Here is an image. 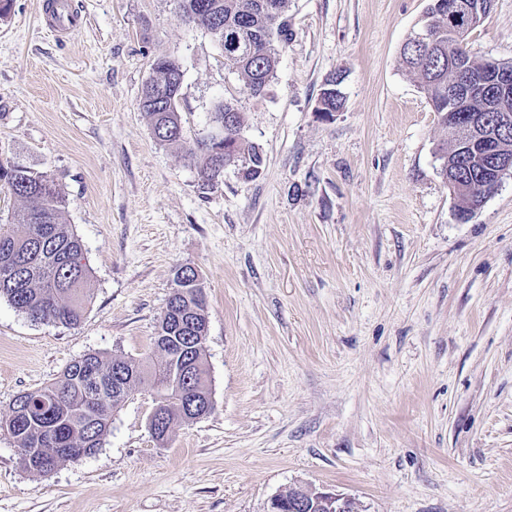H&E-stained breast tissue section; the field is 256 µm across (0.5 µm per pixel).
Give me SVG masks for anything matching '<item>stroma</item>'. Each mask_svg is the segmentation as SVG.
Returning a JSON list of instances; mask_svg holds the SVG:
<instances>
[{
    "label": "stroma",
    "mask_w": 512,
    "mask_h": 512,
    "mask_svg": "<svg viewBox=\"0 0 512 512\" xmlns=\"http://www.w3.org/2000/svg\"><path fill=\"white\" fill-rule=\"evenodd\" d=\"M60 42L40 0L0 20V161L54 181L84 245L73 327L0 298V415L75 359L152 356L177 268L208 313L213 411L166 444L141 391L93 455L39 474L0 432V512H267L294 485L359 512H512V176L460 220L446 132L401 60L429 0H288L265 96L176 0H78ZM512 61V0L469 36ZM183 73L185 142L139 108L157 59ZM343 74L344 105L318 112ZM231 103L263 172L202 189L187 147Z\"/></svg>",
    "instance_id": "1"
}]
</instances>
